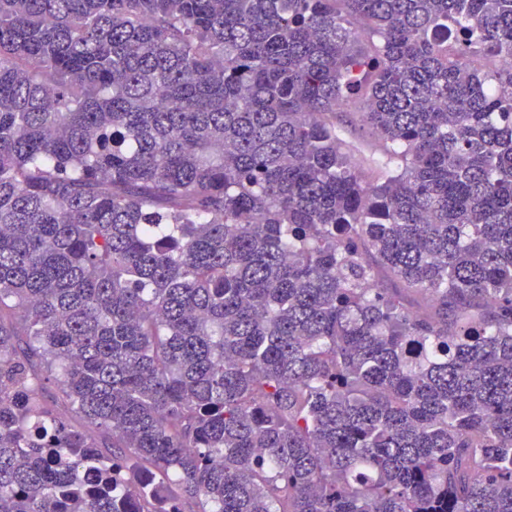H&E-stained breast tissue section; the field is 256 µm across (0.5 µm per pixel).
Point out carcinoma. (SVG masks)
Segmentation results:
<instances>
[{
	"instance_id": "carcinoma-1",
	"label": "carcinoma",
	"mask_w": 512,
	"mask_h": 512,
	"mask_svg": "<svg viewBox=\"0 0 512 512\" xmlns=\"http://www.w3.org/2000/svg\"><path fill=\"white\" fill-rule=\"evenodd\" d=\"M504 57L512 0H0V512H512ZM341 122L346 141L357 149V157L368 158L376 152L375 137L363 126L352 112H343L336 117Z\"/></svg>"
}]
</instances>
